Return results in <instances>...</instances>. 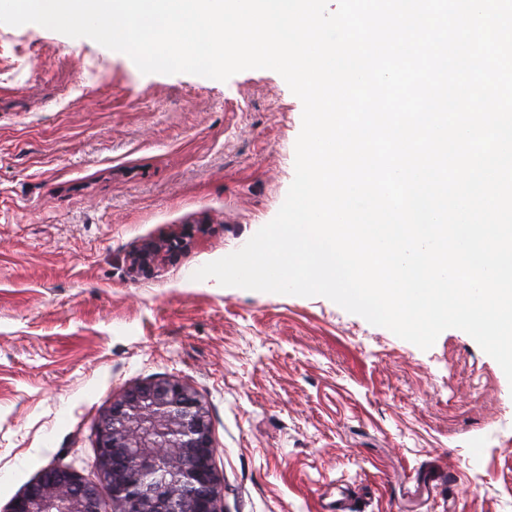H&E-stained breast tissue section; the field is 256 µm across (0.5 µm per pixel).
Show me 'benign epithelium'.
Listing matches in <instances>:
<instances>
[{"mask_svg": "<svg viewBox=\"0 0 512 512\" xmlns=\"http://www.w3.org/2000/svg\"><path fill=\"white\" fill-rule=\"evenodd\" d=\"M185 245L175 233L144 243L131 267L155 266ZM214 457L209 410L192 387L175 378L144 381L113 402L98 426L100 482L49 467L8 512H224Z\"/></svg>", "mask_w": 512, "mask_h": 512, "instance_id": "1", "label": "benign epithelium"}]
</instances>
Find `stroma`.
Listing matches in <instances>:
<instances>
[{"label":"stroma","instance_id":"1","mask_svg":"<svg viewBox=\"0 0 512 512\" xmlns=\"http://www.w3.org/2000/svg\"><path fill=\"white\" fill-rule=\"evenodd\" d=\"M302 110L269 69L144 74L0 23V512L46 467L96 480L102 416L166 377L210 412L224 512H512V383L467 333L423 350L322 296L195 279L276 216ZM183 234L172 233L142 244L130 258L132 269L141 270L158 265L171 253L183 248L187 242Z\"/></svg>","mask_w":512,"mask_h":512}]
</instances>
